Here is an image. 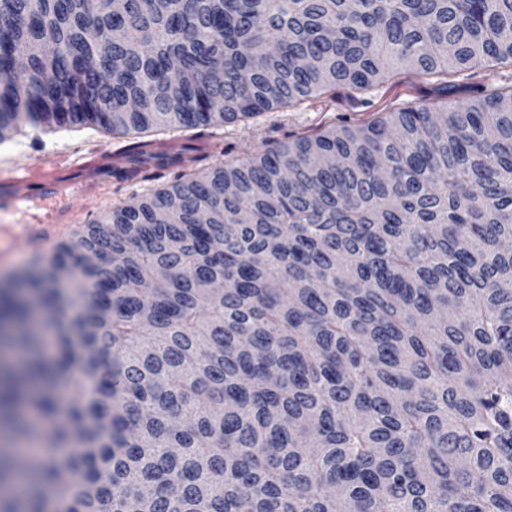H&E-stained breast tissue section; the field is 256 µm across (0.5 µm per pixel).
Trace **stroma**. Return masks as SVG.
Masks as SVG:
<instances>
[{
    "mask_svg": "<svg viewBox=\"0 0 512 512\" xmlns=\"http://www.w3.org/2000/svg\"><path fill=\"white\" fill-rule=\"evenodd\" d=\"M432 100L430 85L415 79L408 71L399 70L388 82L362 94L340 89L335 96L325 95L296 108L264 112L249 119L174 134L155 132L151 139L168 155H196V162L183 169L190 177L205 173L212 166L239 160L264 142H288L342 116L356 123L373 119L409 101L428 104ZM135 142V137L115 136L96 126L61 129L47 134L26 126L11 139L0 143V168H44L52 161L61 165L80 157L90 160L102 154L109 155V163L98 169L95 187H82L71 194L74 221L81 226L93 223L113 207L172 184L174 171L170 168L154 167L126 180L113 176V160L132 149ZM21 220V215L15 211L0 210V248L7 250L6 255L0 257V281L10 279L32 261L23 242L10 241L4 230L5 225Z\"/></svg>",
    "mask_w": 512,
    "mask_h": 512,
    "instance_id": "stroma-1",
    "label": "stroma"
}]
</instances>
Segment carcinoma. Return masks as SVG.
Here are the masks:
<instances>
[{
  "label": "carcinoma",
  "instance_id": "cac0c4a2",
  "mask_svg": "<svg viewBox=\"0 0 512 512\" xmlns=\"http://www.w3.org/2000/svg\"><path fill=\"white\" fill-rule=\"evenodd\" d=\"M512 66V0H0V141ZM145 144L136 163L168 164ZM512 86L112 209L0 289V512H512Z\"/></svg>",
  "mask_w": 512,
  "mask_h": 512
}]
</instances>
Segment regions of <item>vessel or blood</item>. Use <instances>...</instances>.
<instances>
[{
	"label": "vessel or blood",
	"instance_id": "obj_1",
	"mask_svg": "<svg viewBox=\"0 0 512 512\" xmlns=\"http://www.w3.org/2000/svg\"><path fill=\"white\" fill-rule=\"evenodd\" d=\"M93 162H75L67 172L24 170L18 167L0 170V207H16L26 201L34 207L45 209L44 220L10 225L13 237L21 239L30 251L40 253L52 247L61 230L73 222V215L66 202L72 186L71 175L85 174L92 170Z\"/></svg>",
	"mask_w": 512,
	"mask_h": 512
}]
</instances>
